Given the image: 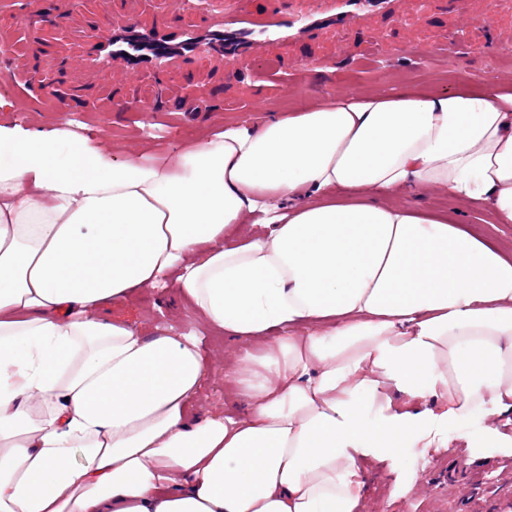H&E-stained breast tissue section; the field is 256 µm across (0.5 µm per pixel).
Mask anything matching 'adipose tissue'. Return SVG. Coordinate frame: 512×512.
Listing matches in <instances>:
<instances>
[{"label": "adipose tissue", "mask_w": 512, "mask_h": 512, "mask_svg": "<svg viewBox=\"0 0 512 512\" xmlns=\"http://www.w3.org/2000/svg\"><path fill=\"white\" fill-rule=\"evenodd\" d=\"M71 125L0 123V512H361L402 449L499 436L512 245L416 201L512 224V94L332 91L166 153ZM173 269L198 321L264 345L232 415H187L195 333L98 314ZM417 205L427 211L448 214L458 224H471L472 230L483 237L512 239V224H497L493 211L487 205L448 199V195L437 192L425 194L417 200Z\"/></svg>", "instance_id": "1"}]
</instances>
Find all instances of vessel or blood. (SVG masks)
Masks as SVG:
<instances>
[{"label":"vessel or blood","instance_id":"obj_1","mask_svg":"<svg viewBox=\"0 0 512 512\" xmlns=\"http://www.w3.org/2000/svg\"><path fill=\"white\" fill-rule=\"evenodd\" d=\"M396 0H302L299 11L281 18L266 9L250 11L239 0H225L223 11L205 32L136 22L114 29L111 50L92 45L89 55L99 69L119 63L137 71L192 53L223 60L227 68L245 62L273 63V47L304 44L331 29H351L367 15L393 13Z\"/></svg>","mask_w":512,"mask_h":512}]
</instances>
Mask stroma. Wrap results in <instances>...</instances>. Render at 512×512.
<instances>
[{"mask_svg": "<svg viewBox=\"0 0 512 512\" xmlns=\"http://www.w3.org/2000/svg\"><path fill=\"white\" fill-rule=\"evenodd\" d=\"M127 16L176 26L205 25L213 13L199 0H0V92L15 103L0 120L30 128L51 126L55 115H69L75 126L105 129L116 143L141 131L158 151L251 113L257 104L285 111L298 99L334 89H363L377 82L421 84L435 80L454 90L468 84L496 82L512 89V0H464L458 12L437 10L415 27L404 21L376 19L335 42L299 45L289 50L284 67L268 69L249 63L227 72L208 62L188 63L164 72L120 71L98 76L80 67L86 45L107 33L113 20ZM151 102V125L140 128L138 107ZM420 208L444 213L470 225L481 236L512 239V224H496L489 206L430 192ZM101 317L137 325L145 335L159 328L181 331L192 312L176 287L143 292L104 306ZM208 377L191 406L194 417L221 415L236 409L243 385L225 353L233 343L202 331ZM504 440L486 442L472 453L448 450L417 467L415 449L403 451L400 469L367 474L363 492L366 512H512V428ZM469 473L478 488L472 497L450 484L449 472ZM421 482L409 487L408 477Z\"/></svg>", "mask_w": 512, "mask_h": 512, "instance_id": "stroma-1", "label": "stroma"}]
</instances>
